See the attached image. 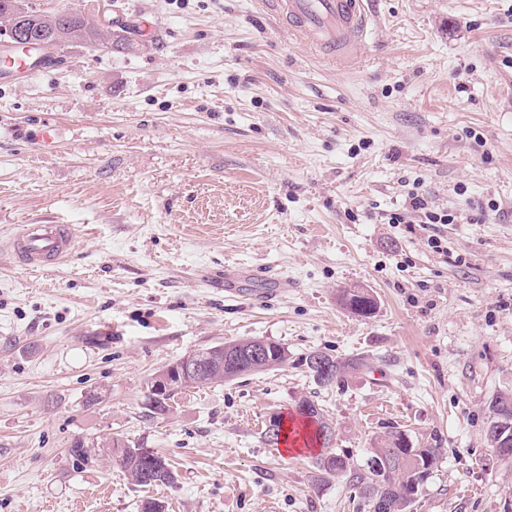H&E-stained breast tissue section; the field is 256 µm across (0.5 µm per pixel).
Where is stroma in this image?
<instances>
[{"mask_svg":"<svg viewBox=\"0 0 512 512\" xmlns=\"http://www.w3.org/2000/svg\"><path fill=\"white\" fill-rule=\"evenodd\" d=\"M37 2L140 35L0 75V512H370L351 473L317 479L312 453L263 441L306 396L353 464L396 428L439 441L413 512H512V459L486 436L512 394V0H371L364 47L332 58L267 0ZM414 194L454 222L427 223ZM59 222L66 262L9 253L18 225ZM238 263L294 286L225 296ZM348 286L373 315L339 306ZM244 338L287 347V367L146 416L155 374ZM316 350L364 366L319 386ZM111 436L164 456L173 484H134ZM78 439L95 462L69 456Z\"/></svg>","mask_w":512,"mask_h":512,"instance_id":"35a3bbf8","label":"stroma"}]
</instances>
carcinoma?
<instances>
[{
    "label": "carcinoma",
    "mask_w": 512,
    "mask_h": 512,
    "mask_svg": "<svg viewBox=\"0 0 512 512\" xmlns=\"http://www.w3.org/2000/svg\"><path fill=\"white\" fill-rule=\"evenodd\" d=\"M25 17L38 22L40 29L52 34L58 40L57 47H67L78 44L102 45L113 41L114 48L130 52L135 44L129 37L130 28L120 26L115 31H107L100 24L94 23L83 14L77 12H66L63 16L55 19L52 15L42 12L32 3H25ZM361 295L356 287L342 288L338 292V303L347 312L363 316L365 312L358 310L356 305L360 304ZM288 348L277 343L268 346L264 359L254 363L243 374H255L265 371L280 369L288 366ZM331 368L329 381L332 384L344 377L351 371H356L363 366V359L351 357L339 360L329 357ZM222 381L220 369L213 368L210 376L204 379L180 377L172 380L169 391L159 399L152 397L145 398V408L153 415H164L169 409L171 402L182 390L189 387H199ZM298 415L305 421L314 424L311 441L327 449V452L319 454L315 458V465L318 472L323 475L346 472L352 470V463L345 455L330 450L332 447L333 430L323 420L319 408L307 397L300 399L296 405ZM402 432L395 430L388 435L376 439L372 448L368 451L367 459L371 461H382L388 465L390 472L381 474L371 468L368 464L361 465L356 469V479L361 485L362 492H367L378 480L387 483L391 496V508L389 512H411V507L441 459V449L438 445L419 443L407 451L399 447V439ZM101 447L110 449L111 455L117 457L119 462L127 471L132 481L143 487L169 485L174 481V474L167 465H162L153 480L142 478L143 472V449L137 445H131L127 441L117 438L107 439L101 442Z\"/></svg>",
    "instance_id": "obj_1"
}]
</instances>
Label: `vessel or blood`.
<instances>
[{
	"label": "vessel or blood",
	"instance_id": "b4317fda",
	"mask_svg": "<svg viewBox=\"0 0 512 512\" xmlns=\"http://www.w3.org/2000/svg\"><path fill=\"white\" fill-rule=\"evenodd\" d=\"M276 16L309 46L326 53L353 54L366 43L371 21L366 0H272ZM75 228L70 224H24L9 248L19 263L33 270L60 264L71 252Z\"/></svg>",
	"mask_w": 512,
	"mask_h": 512
}]
</instances>
